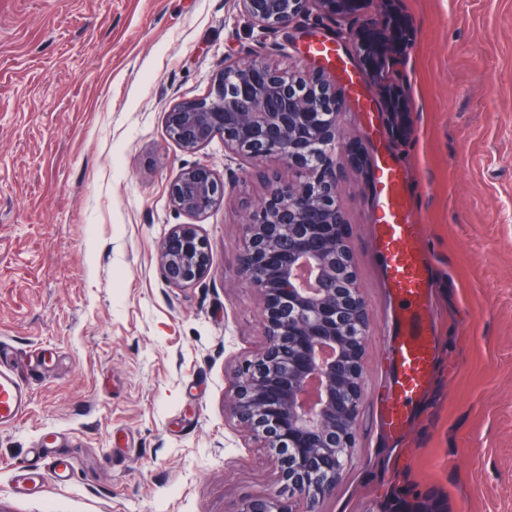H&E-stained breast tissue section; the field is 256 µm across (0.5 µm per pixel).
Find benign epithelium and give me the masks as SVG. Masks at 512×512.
I'll use <instances>...</instances> for the list:
<instances>
[{
    "mask_svg": "<svg viewBox=\"0 0 512 512\" xmlns=\"http://www.w3.org/2000/svg\"><path fill=\"white\" fill-rule=\"evenodd\" d=\"M391 0H233L240 14L268 33L310 15L359 17ZM411 34L410 22L366 20L349 32L370 67L394 120L410 111L389 70ZM341 101L327 73L284 72L259 53L226 65L209 94L166 112L168 136L188 151L224 139V150L256 161L279 159L299 173L269 182L268 195L245 224L239 272L261 301L265 344L234 374L229 411L268 449L299 511L273 497L246 500L237 512H320L355 448L365 378L361 364L370 324L331 155L341 150ZM226 193L212 169L198 163L169 185L173 206L200 216ZM164 280L187 287L210 269L207 240L195 224H177L161 242Z\"/></svg>",
    "mask_w": 512,
    "mask_h": 512,
    "instance_id": "7a95c632",
    "label": "benign epithelium"
}]
</instances>
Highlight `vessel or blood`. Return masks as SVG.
<instances>
[{"mask_svg":"<svg viewBox=\"0 0 512 512\" xmlns=\"http://www.w3.org/2000/svg\"><path fill=\"white\" fill-rule=\"evenodd\" d=\"M377 182L381 205L376 240L386 258L388 286L401 303L397 336L389 348L394 391L383 415L389 430L399 434L409 423L411 403L427 390L432 378L436 343L428 302L434 281L419 247L418 227L405 216L406 190L397 169L382 163ZM29 406L27 385L13 369L0 365V427L15 425Z\"/></svg>","mask_w":512,"mask_h":512,"instance_id":"b4317fda","label":"vessel or blood"}]
</instances>
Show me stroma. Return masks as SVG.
I'll return each mask as SVG.
<instances>
[{
    "mask_svg": "<svg viewBox=\"0 0 512 512\" xmlns=\"http://www.w3.org/2000/svg\"><path fill=\"white\" fill-rule=\"evenodd\" d=\"M412 36L395 71L411 110L397 129L346 35L315 20L269 35L232 0H0V342L31 410L0 428V512H236L287 499L274 460L229 412L233 371L265 342L238 272L244 219L276 159L196 152L165 114L206 96L224 65L265 54L326 68L343 104L336 157L370 315L354 457L321 512H512V0H396ZM337 44L346 72L308 52ZM435 286L431 383L408 428L388 432L395 302L375 241L382 158ZM207 164L227 185L192 217L179 173ZM197 224L211 266L176 288L157 252ZM48 448L68 481L37 492L13 474Z\"/></svg>",
    "mask_w": 512,
    "mask_h": 512,
    "instance_id": "35a3bbf8",
    "label": "stroma"
}]
</instances>
